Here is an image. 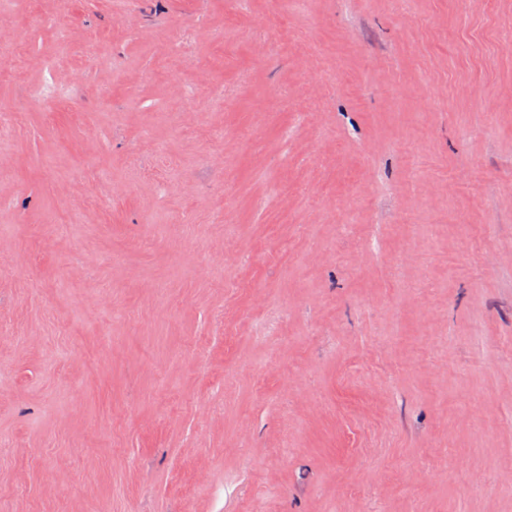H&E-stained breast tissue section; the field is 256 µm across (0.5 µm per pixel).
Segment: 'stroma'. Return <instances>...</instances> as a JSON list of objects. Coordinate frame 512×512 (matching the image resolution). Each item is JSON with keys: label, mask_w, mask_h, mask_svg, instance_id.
<instances>
[{"label": "stroma", "mask_w": 512, "mask_h": 512, "mask_svg": "<svg viewBox=\"0 0 512 512\" xmlns=\"http://www.w3.org/2000/svg\"><path fill=\"white\" fill-rule=\"evenodd\" d=\"M0 42V512H512V0Z\"/></svg>", "instance_id": "1"}]
</instances>
